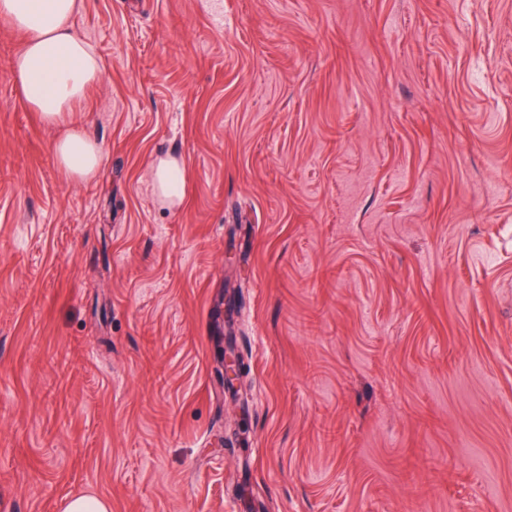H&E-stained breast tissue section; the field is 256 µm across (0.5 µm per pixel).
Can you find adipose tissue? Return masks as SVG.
<instances>
[{
	"mask_svg": "<svg viewBox=\"0 0 512 512\" xmlns=\"http://www.w3.org/2000/svg\"><path fill=\"white\" fill-rule=\"evenodd\" d=\"M80 8L81 0H0V18L25 35L14 80L31 111L51 123L82 102L102 76L100 58L74 28ZM54 156L70 178L85 180L100 166L103 148L73 127L55 142ZM153 185L164 203L180 204L186 187L183 162L173 155L157 158Z\"/></svg>",
	"mask_w": 512,
	"mask_h": 512,
	"instance_id": "1",
	"label": "adipose tissue"
}]
</instances>
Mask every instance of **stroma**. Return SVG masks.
<instances>
[{"instance_id":"1","label":"stroma","mask_w":512,"mask_h":512,"mask_svg":"<svg viewBox=\"0 0 512 512\" xmlns=\"http://www.w3.org/2000/svg\"><path fill=\"white\" fill-rule=\"evenodd\" d=\"M82 2L56 125L0 20V512H512V0ZM53 150L58 166L74 180H87L103 159V147L76 127H70ZM154 191L164 203L175 206L183 201L186 170L183 162L173 155L157 158L153 163ZM244 370L243 361L234 353L232 348L230 346L224 347L214 374L219 384L227 389L228 394L232 396L234 401L239 400L242 392L241 378ZM63 512H111L109 504L95 496L77 495L67 499Z\"/></svg>"}]
</instances>
